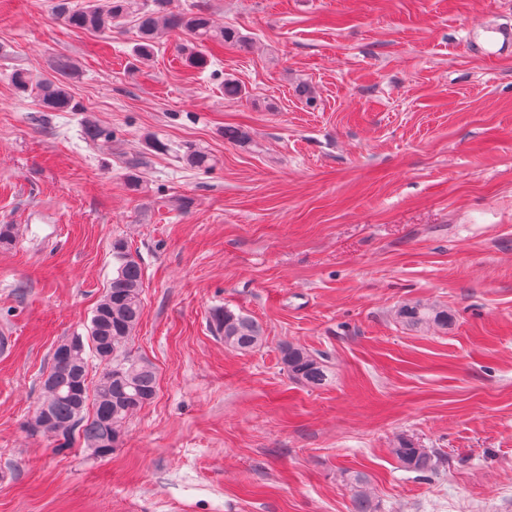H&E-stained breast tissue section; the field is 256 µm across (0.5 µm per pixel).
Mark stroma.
<instances>
[{
  "label": "stroma",
  "mask_w": 512,
  "mask_h": 512,
  "mask_svg": "<svg viewBox=\"0 0 512 512\" xmlns=\"http://www.w3.org/2000/svg\"><path fill=\"white\" fill-rule=\"evenodd\" d=\"M56 2L0 0V224L19 230L0 248V512H351L345 472L383 512H512V55L466 41L512 22V0H174L251 39L203 71L176 34L139 60L133 23L74 29ZM60 53L77 112L10 80ZM119 238L143 268L133 348L158 392L114 454L60 453L24 425ZM407 301L447 329L404 326ZM224 307L256 318L260 349L225 348ZM288 342L324 354L329 385L289 379ZM401 438L436 475L400 466ZM391 454L407 471L427 474L434 472L437 467V458L433 450L416 448L414 443L406 439H401L391 449Z\"/></svg>",
  "instance_id": "stroma-1"
}]
</instances>
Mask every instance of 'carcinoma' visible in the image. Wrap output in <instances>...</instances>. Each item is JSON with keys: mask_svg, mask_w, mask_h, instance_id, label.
<instances>
[{"mask_svg": "<svg viewBox=\"0 0 512 512\" xmlns=\"http://www.w3.org/2000/svg\"><path fill=\"white\" fill-rule=\"evenodd\" d=\"M171 0H89L72 5L61 0L57 11L64 23L72 28L90 31H110L127 18L135 19L138 30L136 55L144 60L153 56L160 39L177 32L185 37L178 46L185 66L204 70L210 65L208 45L247 48L250 40L229 25L217 27L206 10L174 11ZM75 72V64L66 55L56 57L52 73L35 76L23 68L11 73L14 87L21 93L38 90L39 102L46 112H79L68 89V79ZM115 270L106 293L97 304L101 322L89 327L63 364L51 358L42 397L37 407L45 416L33 413L26 424L32 434L50 436L59 449L70 446L71 436L79 434L83 449L96 458L106 457L110 445L123 441L125 424L138 410L150 404L157 394V371L147 358L133 353L131 343L144 314L142 299L143 269L128 244L117 239L112 242ZM403 324L420 328L435 325L448 328V311L429 308L416 302H406L396 310ZM211 327L224 345L242 352L252 351L263 343V328L253 317L228 308L212 312ZM281 363L288 377L310 388H320L330 379L324 358L308 349L286 344L280 350ZM95 357L101 371L98 378L88 380V358ZM401 467L419 474L432 473L437 467L435 452L418 448L402 439L390 449ZM351 491L352 512H380L378 502L367 489V478L362 474L345 477Z\"/></svg>", "mask_w": 512, "mask_h": 512, "instance_id": "obj_1", "label": "carcinoma"}]
</instances>
